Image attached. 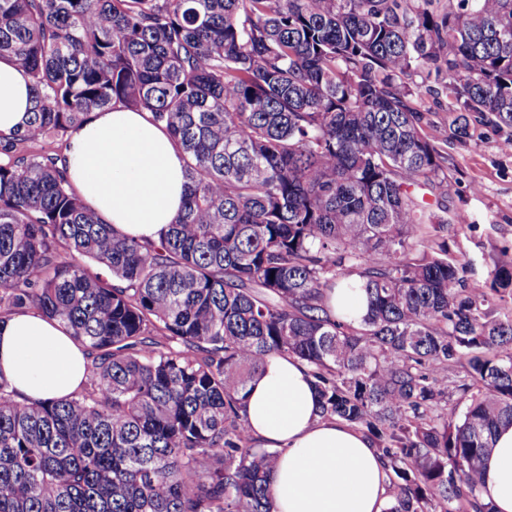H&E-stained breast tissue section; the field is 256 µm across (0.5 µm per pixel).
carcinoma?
Here are the masks:
<instances>
[{
  "instance_id": "obj_1",
  "label": "carcinoma",
  "mask_w": 512,
  "mask_h": 512,
  "mask_svg": "<svg viewBox=\"0 0 512 512\" xmlns=\"http://www.w3.org/2000/svg\"><path fill=\"white\" fill-rule=\"evenodd\" d=\"M0 0V57L32 79L23 131L0 136V320L24 308L84 347L67 398L0 380V512H274L277 452L243 392L272 353L306 362L321 415L367 432L397 478L385 512H493L480 469L512 425V295L432 249L444 220L414 188L448 186L413 77L506 131L512 0ZM121 105L163 125L186 199L160 244L114 230L66 155L25 147ZM358 288L359 320L328 292ZM463 407L444 415L448 370Z\"/></svg>"
}]
</instances>
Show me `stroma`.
I'll list each match as a JSON object with an SVG mask.
<instances>
[{"label":"stroma","instance_id":"stroma-1","mask_svg":"<svg viewBox=\"0 0 512 512\" xmlns=\"http://www.w3.org/2000/svg\"><path fill=\"white\" fill-rule=\"evenodd\" d=\"M416 103L426 112L428 137L448 151L449 225L429 229L430 240L447 239L451 254L468 262V282L489 285L499 251H512V153L502 151L500 132L478 128L473 137L451 139L448 97L434 80L417 77Z\"/></svg>","mask_w":512,"mask_h":512}]
</instances>
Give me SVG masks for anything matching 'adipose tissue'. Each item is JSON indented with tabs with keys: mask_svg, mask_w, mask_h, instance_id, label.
<instances>
[{
	"mask_svg": "<svg viewBox=\"0 0 512 512\" xmlns=\"http://www.w3.org/2000/svg\"><path fill=\"white\" fill-rule=\"evenodd\" d=\"M29 76L0 58V134L23 129L32 106ZM71 182L84 203L121 233L159 241L185 195L184 160L150 113L116 106L70 137ZM82 345L58 320L26 309L0 321V376L18 399L43 402L76 390ZM307 364L269 356L247 387L244 410L258 447L279 453L270 477L275 512H385L388 468L371 438L320 418ZM480 498L512 512V426L501 429L482 470Z\"/></svg>",
	"mask_w": 512,
	"mask_h": 512,
	"instance_id": "obj_1",
	"label": "adipose tissue"
}]
</instances>
